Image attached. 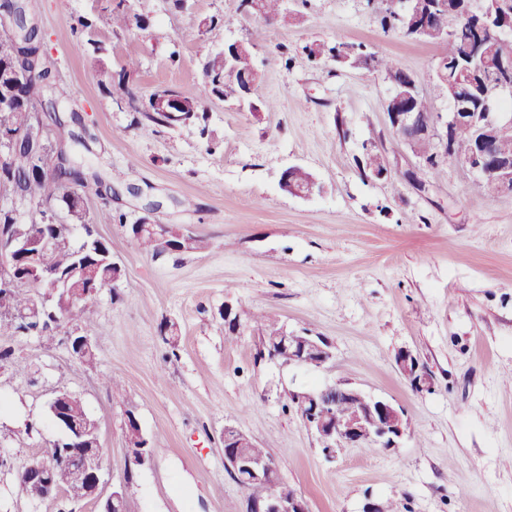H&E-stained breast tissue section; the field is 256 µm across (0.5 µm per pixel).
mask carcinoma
<instances>
[{
  "mask_svg": "<svg viewBox=\"0 0 512 512\" xmlns=\"http://www.w3.org/2000/svg\"><path fill=\"white\" fill-rule=\"evenodd\" d=\"M34 16L36 12L30 0H0V71L16 70L20 73L19 78L13 82L0 81V174L8 175L12 165L31 171L23 186L26 205L24 220L32 226L33 233H44L52 237L54 228L49 216L56 209L64 213V220L58 222V225L86 228L87 209L68 202L69 187L77 186L83 192L91 190L98 196L110 195L112 185L121 183V179L88 168L78 159L79 148L86 147V138L75 131L79 125L77 113L72 111L66 117L56 108L57 103L67 100L68 92L46 62L41 28L29 24V19ZM442 23L448 28L447 38L442 40L430 35L422 37V40L429 43L441 40L448 46L447 53L440 59L443 68L436 71L438 85L445 88L448 99L454 104V111L483 112L488 94L505 93V89L499 86L495 61L504 53H512V42L507 45L488 42L484 47L487 60L484 68L463 69L461 64L472 53L476 29L485 24L483 13L476 11L472 15L458 16L449 12L443 16ZM73 31L86 38L93 54L107 51L106 44L97 38L95 24L88 19L77 18ZM369 56L370 62L364 64V67L384 75L388 83L401 90L410 83V74L373 52ZM252 69L250 55L240 54L236 58L235 74L226 75L224 56L219 53L208 55L201 66V93L194 100L199 103L203 97H240L244 90L240 77L252 73ZM127 95L129 104L139 113L137 129L148 133L157 127H171L168 113L156 110L152 101L148 100L138 107L135 105V93L129 90ZM474 133L471 125L465 123L456 131L455 152L444 153L427 140L419 144V152L425 162L432 166L441 158L452 162L466 155ZM12 138L29 140L33 143V150L8 156L3 151V142ZM494 141L498 154L512 157V125L498 128ZM15 223V210L0 206V245L7 243L11 226ZM94 238V245L86 254L90 264L98 269L101 281L109 286L112 284V263L107 261V257L112 255V248L100 235L96 234ZM135 240L143 251L154 257L172 252H190L200 248L201 243L194 235L183 239L181 245L171 247L169 241L148 230L135 236ZM76 248L71 235L57 236V241L52 244L46 257L50 271L64 273L70 269L76 260ZM50 288V280L32 279L24 271H17L11 285L12 303L17 311L28 314L30 322L19 323L0 318V336H18L23 330L28 336H36L48 343L54 341L53 331L57 322L48 315L37 324L33 322L37 314L31 313L32 307L39 301L36 294L45 297L50 293ZM254 323L262 345L260 355L276 356L278 338L283 327L269 317H258ZM43 460L51 466L52 482L64 489L63 496L68 500H80L83 496L81 487L72 482L64 461L52 451Z\"/></svg>",
  "mask_w": 512,
  "mask_h": 512,
  "instance_id": "1",
  "label": "carcinoma"
}]
</instances>
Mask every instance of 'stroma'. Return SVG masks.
Masks as SVG:
<instances>
[{
    "label": "stroma",
    "instance_id": "obj_1",
    "mask_svg": "<svg viewBox=\"0 0 512 512\" xmlns=\"http://www.w3.org/2000/svg\"><path fill=\"white\" fill-rule=\"evenodd\" d=\"M292 18L268 22L241 0H34L46 59L84 118V161L125 174L140 195L103 203L86 193L96 230L124 270L79 323L60 322L44 347L0 336V512H43L16 475L59 436L48 413L60 392L79 395L96 421L102 488L123 487L126 512H249L251 491L224 462L231 425L267 449L277 476L309 512H362L368 498L399 512H512V191L479 187L462 161L423 164L390 127L389 86L371 69H336L302 48L340 36L364 43L409 73L433 109L445 44L383 31L385 0H284ZM146 27L112 31L113 8ZM95 20L107 51L93 57L71 29ZM247 43L260 73L250 104L209 98L207 128L141 134L123 108L127 92L157 87L198 95L201 61ZM138 68L127 87L104 89L102 70ZM274 102L267 110L266 102ZM347 135H340V128ZM385 155L381 176L364 173L366 150ZM322 187L309 199L280 187L291 166ZM417 176L418 185L403 180ZM126 215L125 224L113 219ZM151 216L202 238L193 253L141 252L126 223ZM244 330L224 338V304ZM325 337L330 365L307 370L260 357L253 317ZM174 323L173 343L160 333ZM89 336L94 358L74 359L65 341ZM410 351L432 377L418 389L396 364ZM345 383L401 412L399 447L346 445L326 457L292 394ZM135 414L151 457L134 464L126 440Z\"/></svg>",
    "mask_w": 512,
    "mask_h": 512
}]
</instances>
